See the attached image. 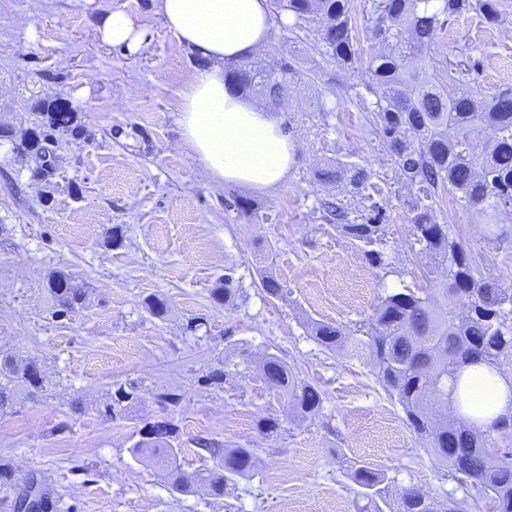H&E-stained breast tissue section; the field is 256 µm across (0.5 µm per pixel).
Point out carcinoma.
I'll return each mask as SVG.
<instances>
[{
    "instance_id": "carcinoma-1",
    "label": "carcinoma",
    "mask_w": 512,
    "mask_h": 512,
    "mask_svg": "<svg viewBox=\"0 0 512 512\" xmlns=\"http://www.w3.org/2000/svg\"><path fill=\"white\" fill-rule=\"evenodd\" d=\"M276 11L294 18L290 39L313 36L325 61L346 68L352 60L350 0H273ZM501 0H376L378 15L371 30L373 41L383 46L374 54L367 71L366 90L374 97L373 131L395 155L405 182L417 187L419 196L410 204L408 223L422 249L435 262L438 273L428 288L393 292L377 305L372 316L353 329L331 322H311L312 337L331 351L361 354L390 397L397 400L410 428L426 442L436 460L448 467L449 477L460 485L463 496H449L440 510L437 502L427 507L428 494L407 488L397 499L395 512H481L486 500L495 512H512V448L488 446V429L474 421L438 422L441 402H455L466 368L482 364L501 369V359L512 355V290L475 267L464 244L438 222L433 203L446 192L471 208L486 226L497 224L500 212L512 208V89L481 98L470 84L472 69L463 58L481 51L477 44L448 52L436 48V37L448 21L474 13L492 25L499 20ZM281 64V72L256 69L239 63L224 69V78L245 97L260 96L277 104L281 79L304 76L294 61ZM31 110L38 114L33 126L20 131L0 127V140L24 153L42 155L48 132L80 135L68 105L58 99H36ZM483 127L494 131L479 139ZM323 182L343 181L355 192L365 188L368 171L353 162L330 163L314 169ZM327 217L336 227L369 246L374 263L382 262L384 229L379 206L374 215L349 220L340 206L326 202ZM49 291L57 314L76 311L84 293L72 278L56 273ZM234 293L231 277L213 289V299L230 304ZM37 364L19 368L7 355L0 357V411L6 410L18 386L33 392ZM259 378L270 389L285 395L303 416L314 414L323 393L298 378L279 356L266 355L259 364ZM138 398L136 387L120 386L106 405L113 417L126 411ZM131 447L134 457H148L165 473L178 491L189 480L177 466L176 428L167 421L138 431ZM216 465L197 476L210 495L221 497L228 482L253 473L255 449L242 446L227 450L205 437L195 441ZM346 474L365 501L364 512H384L388 478L380 470L351 462ZM0 490H19L15 472L0 464Z\"/></svg>"
}]
</instances>
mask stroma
Listing matches in <instances>:
<instances>
[{"instance_id": "obj_1", "label": "stroma", "mask_w": 512, "mask_h": 512, "mask_svg": "<svg viewBox=\"0 0 512 512\" xmlns=\"http://www.w3.org/2000/svg\"><path fill=\"white\" fill-rule=\"evenodd\" d=\"M502 2L501 23L465 16L439 34L444 49L481 45L472 77L484 96L512 87V0ZM351 4L354 59L339 70L305 45L301 68L319 79L289 82L277 111L298 158L281 185L263 192L218 183L183 141L181 93L206 62L169 32L155 0H0V122L28 127L35 116L24 103L52 98L69 105L81 130L76 140L55 136L46 181L32 177L37 159L0 144V353L37 361L44 375L39 391L19 390L0 413V463L36 476L56 512H356L345 459L384 470L394 497L409 487L442 503L458 493L367 359L326 350L306 328L310 320L355 326L386 295L426 287L432 276L407 221L410 189L371 131L373 97L363 83L374 52L372 0ZM115 9L146 29L137 52L101 40L97 18ZM338 83L350 86L347 97L330 95ZM321 99L330 113L318 112ZM328 159L365 167L363 193L318 182L313 169ZM240 197L257 209H238ZM328 199L360 215L382 205V264L324 220ZM436 214L482 273L512 289V209L499 215L500 243L456 197L439 198ZM115 227L124 235L118 247L108 242ZM56 272L85 291L65 317L48 290ZM263 272L285 298L260 288ZM226 275L229 305L212 297ZM152 295L166 299L164 316L146 308ZM192 318L201 322L193 333ZM267 353L320 388L319 412L297 418L286 396L264 387L255 364ZM224 369L229 384L202 383ZM129 383L138 401L106 417L115 390ZM170 390L178 405L162 403ZM268 417L282 422L281 436L259 433ZM157 421L177 426L184 472L212 467L193 445L206 437L255 449L252 476L229 482L218 499L200 487L174 490L129 452L139 429Z\"/></svg>"}]
</instances>
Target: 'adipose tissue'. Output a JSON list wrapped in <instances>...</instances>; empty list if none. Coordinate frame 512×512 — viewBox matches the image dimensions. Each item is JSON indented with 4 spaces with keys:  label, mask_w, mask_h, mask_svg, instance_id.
<instances>
[{
    "label": "adipose tissue",
    "mask_w": 512,
    "mask_h": 512,
    "mask_svg": "<svg viewBox=\"0 0 512 512\" xmlns=\"http://www.w3.org/2000/svg\"><path fill=\"white\" fill-rule=\"evenodd\" d=\"M165 25L204 58L182 93L181 136L219 181L260 191L274 189L292 170L298 144L267 106L224 80V65L254 58L268 42L270 0H158ZM102 40L137 52L146 30L123 10L103 15ZM462 413L484 426L512 414V379L484 366L466 369Z\"/></svg>",
    "instance_id": "1"
}]
</instances>
